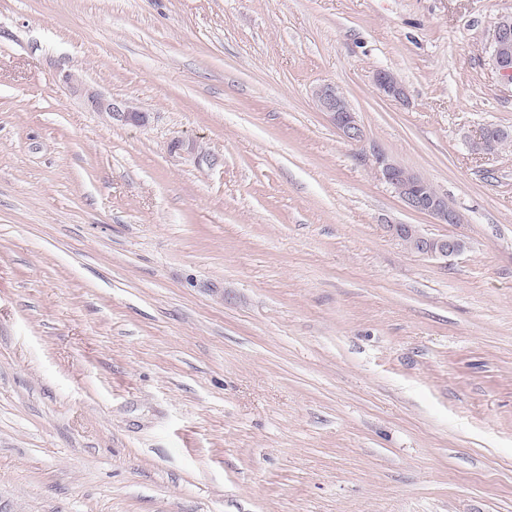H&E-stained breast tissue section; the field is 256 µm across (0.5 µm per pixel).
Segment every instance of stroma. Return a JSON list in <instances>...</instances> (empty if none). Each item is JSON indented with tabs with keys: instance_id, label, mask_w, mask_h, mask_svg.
<instances>
[{
	"instance_id": "1",
	"label": "stroma",
	"mask_w": 512,
	"mask_h": 512,
	"mask_svg": "<svg viewBox=\"0 0 512 512\" xmlns=\"http://www.w3.org/2000/svg\"><path fill=\"white\" fill-rule=\"evenodd\" d=\"M507 15L0 0V512H512V148L474 147L512 133ZM381 154L460 223L408 211ZM397 222L464 250L411 253ZM491 59L499 73L512 80V17H503L495 27L491 40ZM375 85L379 92L386 98L402 101L406 96V90L400 80L391 72L379 71L375 75ZM71 94L86 97L88 104L110 120L113 125L145 127L149 123V113L141 112L127 100H116L90 91L82 79L72 72L63 76ZM312 97L319 109L328 114L345 140L348 142L362 140L363 133L357 114L338 87L330 82L319 84L312 90Z\"/></svg>"
}]
</instances>
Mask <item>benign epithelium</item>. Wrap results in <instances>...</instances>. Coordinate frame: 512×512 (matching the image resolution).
Wrapping results in <instances>:
<instances>
[{
  "label": "benign epithelium",
  "mask_w": 512,
  "mask_h": 512,
  "mask_svg": "<svg viewBox=\"0 0 512 512\" xmlns=\"http://www.w3.org/2000/svg\"><path fill=\"white\" fill-rule=\"evenodd\" d=\"M491 59L499 73L512 80V17H503L495 27L491 40ZM64 81L71 94L86 98L88 104L117 126L145 127L149 113L141 112L127 100H116L93 92L82 79L72 73L64 74ZM375 85L386 98L401 101L406 90L400 80L391 72L379 71ZM319 109L328 114L336 129L349 142L363 138L357 113L353 111L344 93L334 84L322 83L312 90ZM380 174L404 206L413 212L433 217L439 224H459L457 211L448 199L436 191L435 186L422 174L404 168L394 161L380 156L377 158ZM390 233L407 250L436 259H448L462 252L464 244L457 238H436L423 235L414 224H390Z\"/></svg>",
  "instance_id": "7a95c632"
}]
</instances>
